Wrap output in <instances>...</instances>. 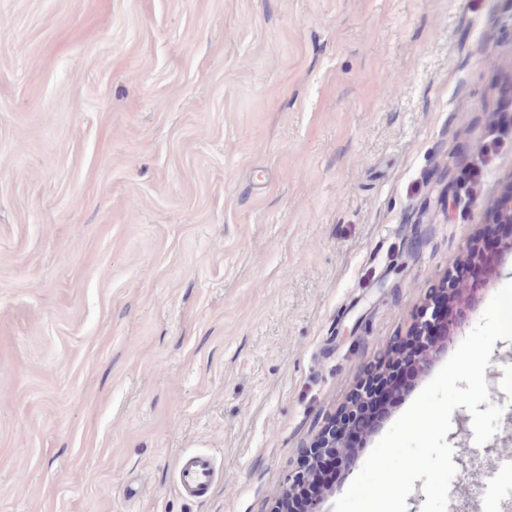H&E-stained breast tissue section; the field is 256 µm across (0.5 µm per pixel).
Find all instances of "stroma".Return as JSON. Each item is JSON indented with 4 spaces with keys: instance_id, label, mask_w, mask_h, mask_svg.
<instances>
[{
    "instance_id": "1",
    "label": "stroma",
    "mask_w": 512,
    "mask_h": 512,
    "mask_svg": "<svg viewBox=\"0 0 512 512\" xmlns=\"http://www.w3.org/2000/svg\"><path fill=\"white\" fill-rule=\"evenodd\" d=\"M511 176L512 0H0V512H273ZM218 478L219 471L211 454L188 452L180 459L176 488L180 497L199 500L209 495Z\"/></svg>"
}]
</instances>
